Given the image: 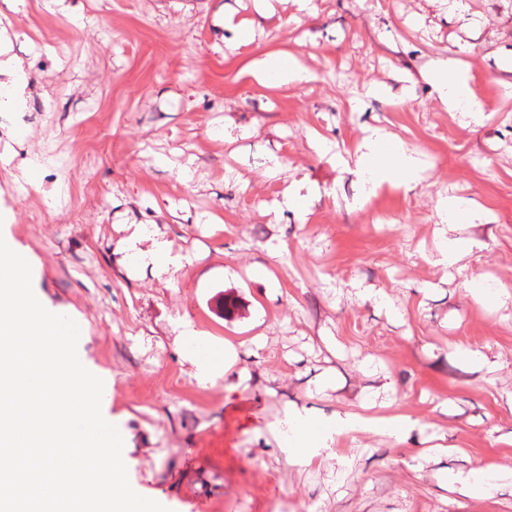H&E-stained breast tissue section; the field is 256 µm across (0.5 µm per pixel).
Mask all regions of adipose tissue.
Segmentation results:
<instances>
[{
    "label": "adipose tissue",
    "instance_id": "ef3b65f1",
    "mask_svg": "<svg viewBox=\"0 0 512 512\" xmlns=\"http://www.w3.org/2000/svg\"><path fill=\"white\" fill-rule=\"evenodd\" d=\"M261 84L268 86L299 85L309 75L285 52L272 51L264 57L246 64ZM7 80L0 84V112L18 115L28 108V74L19 60L0 57V75ZM427 79L441 105L450 110L470 113L474 121H482L485 109L475 94L470 78L456 61L449 57L436 58L429 69ZM367 150L359 155L355 165L368 186V196H375L382 189L409 188L421 182L422 167L418 150L404 145H390L389 138L381 129H371L366 137ZM184 355L195 367L199 381L207 382L222 375L234 364L233 346L212 350L209 357H200L197 340L192 329H185L181 336ZM412 425L409 416L391 414L384 416H361L338 413L326 427H318L304 410L289 408L276 428L283 448L289 456H302L312 461L328 449L333 437L342 432L378 433L396 440H403Z\"/></svg>",
    "mask_w": 512,
    "mask_h": 512
}]
</instances>
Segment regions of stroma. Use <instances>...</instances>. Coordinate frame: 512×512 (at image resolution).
Masks as SVG:
<instances>
[{"label":"stroma","mask_w":512,"mask_h":512,"mask_svg":"<svg viewBox=\"0 0 512 512\" xmlns=\"http://www.w3.org/2000/svg\"><path fill=\"white\" fill-rule=\"evenodd\" d=\"M463 2L277 0L260 16L253 0H0L30 90L22 124L0 115V231L33 259L44 306L78 325L139 495L169 512H512V297L467 292L481 278L512 294V0ZM226 11L252 42L220 26ZM271 49L311 81L241 76ZM439 57L493 88L482 123L441 108L426 79ZM373 127L425 172L364 206L351 157ZM299 183L304 213L282 205ZM448 196L484 206V223L439 236ZM138 224L188 264L163 280L138 266ZM447 238L475 246L449 266ZM187 326L232 344L233 369L199 383ZM293 405L414 426L402 442L335 436V458L308 463L271 428ZM476 465L504 485L448 490Z\"/></svg>","instance_id":"stroma-1"}]
</instances>
